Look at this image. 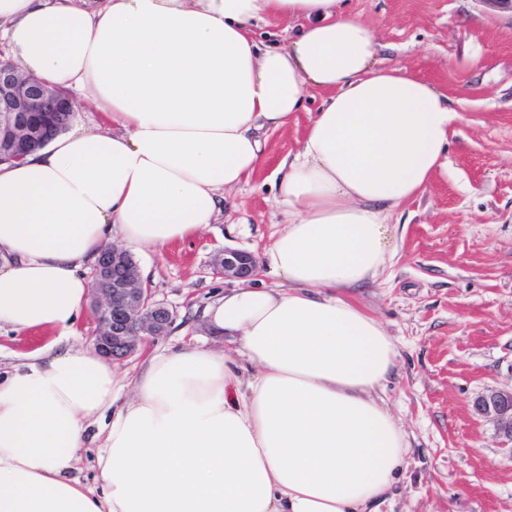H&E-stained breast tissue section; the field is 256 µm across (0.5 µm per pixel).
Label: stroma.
I'll return each instance as SVG.
<instances>
[{
	"label": "stroma",
	"instance_id": "35a3bbf8",
	"mask_svg": "<svg viewBox=\"0 0 512 512\" xmlns=\"http://www.w3.org/2000/svg\"><path fill=\"white\" fill-rule=\"evenodd\" d=\"M375 36L378 57L448 93L463 119L445 169L400 208L395 256L349 297L376 315L398 351L383 397L409 452L381 512H512V457L475 398L512 386V12L483 0H344ZM308 97L287 128L268 131L265 162L231 192L214 224L162 250L135 252L144 285L177 312L167 335L116 368L211 343L202 311L236 278L215 273L223 248L255 254L283 215L271 178L298 149L323 102Z\"/></svg>",
	"mask_w": 512,
	"mask_h": 512
}]
</instances>
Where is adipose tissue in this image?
<instances>
[{
	"instance_id": "1",
	"label": "adipose tissue",
	"mask_w": 512,
	"mask_h": 512,
	"mask_svg": "<svg viewBox=\"0 0 512 512\" xmlns=\"http://www.w3.org/2000/svg\"><path fill=\"white\" fill-rule=\"evenodd\" d=\"M280 19L299 32L260 46L252 24ZM0 43L112 124L73 115L0 164V327L55 333L0 374V512H379L408 450L377 397L398 352L344 293L442 167L462 119L448 95L381 66L342 0H0ZM313 88L328 96L274 173L283 227L261 267L279 283L204 311L239 362L186 345L126 384L79 341L88 270L113 241L161 250L213 223Z\"/></svg>"
}]
</instances>
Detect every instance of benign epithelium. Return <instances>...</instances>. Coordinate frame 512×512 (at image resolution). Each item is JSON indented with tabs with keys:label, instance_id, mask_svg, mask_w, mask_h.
<instances>
[{
	"label": "benign epithelium",
	"instance_id": "7a95c632",
	"mask_svg": "<svg viewBox=\"0 0 512 512\" xmlns=\"http://www.w3.org/2000/svg\"><path fill=\"white\" fill-rule=\"evenodd\" d=\"M52 110L73 111L71 97L33 77L22 79L10 64L0 62V156L9 155L15 160L22 157L21 150L16 148L20 130L27 146L50 142L54 135L47 136L40 128L25 124L18 113ZM107 256L117 274L110 288H100L96 283L92 286L98 322L94 344L105 357L123 359L147 341L166 335L176 313L167 304L153 299L143 287L129 251L112 246L107 249ZM213 268L219 275L249 279L255 275L258 261L249 251L226 248L215 256ZM474 408L480 416L493 421L503 445L512 453V388L486 390L476 399Z\"/></svg>",
	"mask_w": 512,
	"mask_h": 512
}]
</instances>
